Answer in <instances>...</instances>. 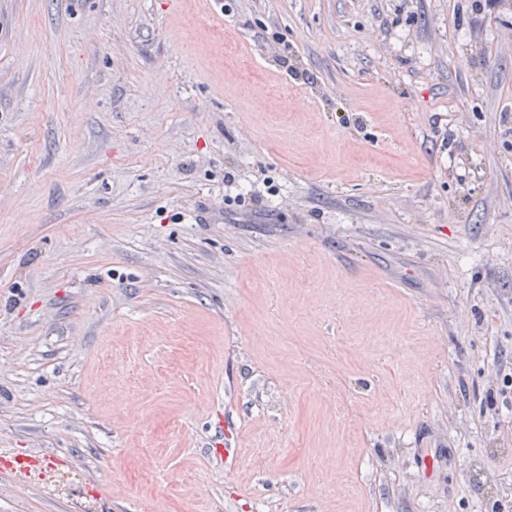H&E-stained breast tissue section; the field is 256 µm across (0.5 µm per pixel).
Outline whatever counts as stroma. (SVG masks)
Segmentation results:
<instances>
[{
    "instance_id": "35a3bbf8",
    "label": "stroma",
    "mask_w": 512,
    "mask_h": 512,
    "mask_svg": "<svg viewBox=\"0 0 512 512\" xmlns=\"http://www.w3.org/2000/svg\"><path fill=\"white\" fill-rule=\"evenodd\" d=\"M507 374L512 13L0 0V512H512Z\"/></svg>"
}]
</instances>
